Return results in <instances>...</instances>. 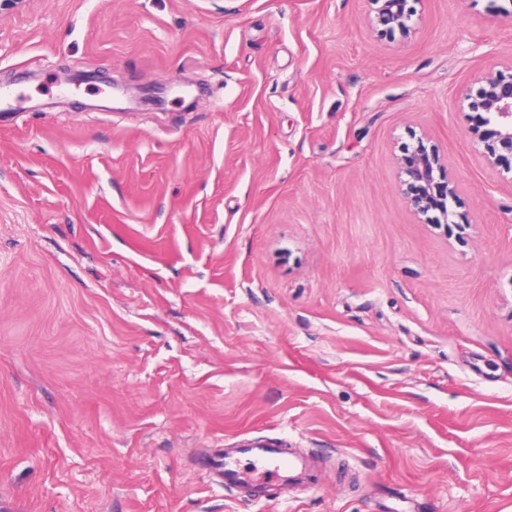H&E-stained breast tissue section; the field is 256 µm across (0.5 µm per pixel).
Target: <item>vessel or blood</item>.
<instances>
[{
    "label": "vessel or blood",
    "mask_w": 512,
    "mask_h": 512,
    "mask_svg": "<svg viewBox=\"0 0 512 512\" xmlns=\"http://www.w3.org/2000/svg\"><path fill=\"white\" fill-rule=\"evenodd\" d=\"M202 468L211 484L233 486L252 499L263 486L284 494L297 487L315 486L321 460L290 448L282 439L243 437L230 447L210 449Z\"/></svg>",
    "instance_id": "b4317fda"
}]
</instances>
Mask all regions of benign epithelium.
Here are the masks:
<instances>
[{"mask_svg":"<svg viewBox=\"0 0 512 512\" xmlns=\"http://www.w3.org/2000/svg\"><path fill=\"white\" fill-rule=\"evenodd\" d=\"M367 22L381 39L404 40L418 22L415 3L419 0H364ZM467 108L483 118L488 133L473 131L484 161L500 173L512 175V61L500 68L478 74L474 87L465 95ZM444 163L435 147H427L424 137L406 146L401 162V184L410 207L420 216L440 212L444 223H452L451 204L457 199L453 177L440 178Z\"/></svg>","mask_w":512,"mask_h":512,"instance_id":"benign-epithelium-1","label":"benign epithelium"}]
</instances>
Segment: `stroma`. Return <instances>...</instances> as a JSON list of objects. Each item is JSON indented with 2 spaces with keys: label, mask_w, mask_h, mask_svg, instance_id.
Instances as JSON below:
<instances>
[{
  "label": "stroma",
  "mask_w": 512,
  "mask_h": 512,
  "mask_svg": "<svg viewBox=\"0 0 512 512\" xmlns=\"http://www.w3.org/2000/svg\"><path fill=\"white\" fill-rule=\"evenodd\" d=\"M503 0H28L0 16V512H512V180L462 96ZM76 76L73 84L63 74ZM459 180L415 215L404 144ZM323 455L289 502L201 448ZM419 1L364 0L368 25L381 39H407L416 29L418 12L414 4Z\"/></svg>",
  "instance_id": "obj_1"
}]
</instances>
